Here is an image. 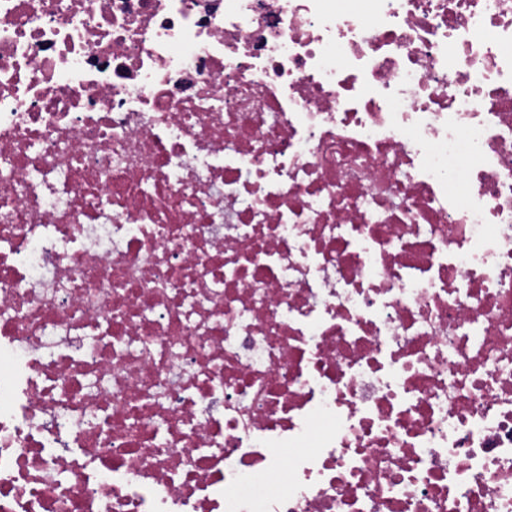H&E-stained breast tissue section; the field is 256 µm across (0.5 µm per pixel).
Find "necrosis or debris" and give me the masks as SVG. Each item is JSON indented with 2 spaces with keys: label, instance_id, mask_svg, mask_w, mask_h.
Listing matches in <instances>:
<instances>
[{
  "label": "necrosis or debris",
  "instance_id": "obj_1",
  "mask_svg": "<svg viewBox=\"0 0 512 512\" xmlns=\"http://www.w3.org/2000/svg\"><path fill=\"white\" fill-rule=\"evenodd\" d=\"M0 512H512V0H0Z\"/></svg>",
  "mask_w": 512,
  "mask_h": 512
}]
</instances>
